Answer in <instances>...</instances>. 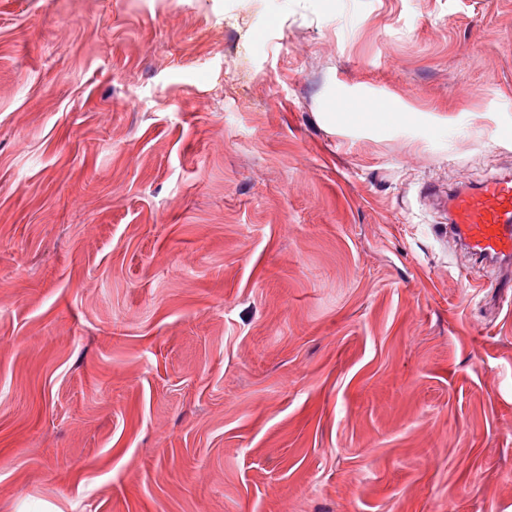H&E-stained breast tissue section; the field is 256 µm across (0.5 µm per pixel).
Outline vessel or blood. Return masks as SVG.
Returning <instances> with one entry per match:
<instances>
[{"mask_svg":"<svg viewBox=\"0 0 512 512\" xmlns=\"http://www.w3.org/2000/svg\"><path fill=\"white\" fill-rule=\"evenodd\" d=\"M445 200L449 236L470 260L503 271L500 287L512 286V174L451 187Z\"/></svg>","mask_w":512,"mask_h":512,"instance_id":"b4317fda","label":"vessel or blood"}]
</instances>
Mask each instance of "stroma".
I'll list each match as a JSON object with an SVG mask.
<instances>
[{"label":"stroma","instance_id":"1","mask_svg":"<svg viewBox=\"0 0 512 512\" xmlns=\"http://www.w3.org/2000/svg\"><path fill=\"white\" fill-rule=\"evenodd\" d=\"M507 171L512 0H0V512H512ZM448 235L474 262L503 271L499 288L512 285V175L501 173L475 186L445 192Z\"/></svg>","mask_w":512,"mask_h":512}]
</instances>
